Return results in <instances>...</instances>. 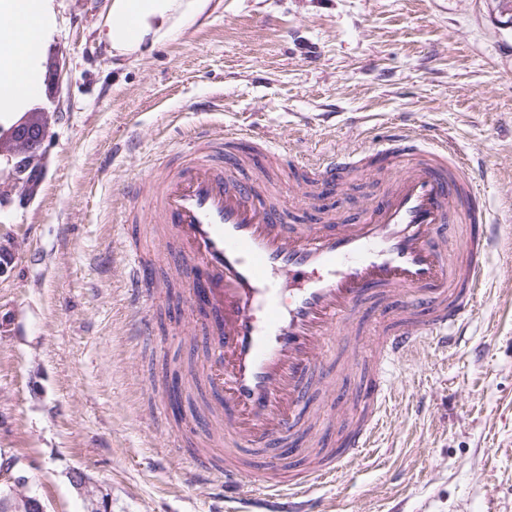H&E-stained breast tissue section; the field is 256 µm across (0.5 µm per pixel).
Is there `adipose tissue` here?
Listing matches in <instances>:
<instances>
[{
  "label": "adipose tissue",
  "instance_id": "1",
  "mask_svg": "<svg viewBox=\"0 0 512 512\" xmlns=\"http://www.w3.org/2000/svg\"><path fill=\"white\" fill-rule=\"evenodd\" d=\"M211 0H109L100 39L113 56L140 59L207 14ZM56 27L53 0H0V78L22 82L0 86V120L39 102L41 45Z\"/></svg>",
  "mask_w": 512,
  "mask_h": 512
}]
</instances>
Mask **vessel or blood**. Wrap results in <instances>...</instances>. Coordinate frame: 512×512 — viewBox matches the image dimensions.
<instances>
[{"mask_svg":"<svg viewBox=\"0 0 512 512\" xmlns=\"http://www.w3.org/2000/svg\"><path fill=\"white\" fill-rule=\"evenodd\" d=\"M238 134L201 126L171 153L166 171L148 170L131 186L144 202L134 219L158 225L178 247L126 252V286L136 335L150 327L162 291L146 290L155 267L176 264L189 284L186 307L210 349L202 378L224 422V461L190 458L225 486L250 481L244 448L284 458L308 416L309 389L323 377L331 339L376 295L406 296L405 313L384 326L360 359L374 370L341 451L320 453L297 476L265 481L264 495H305L369 447L388 400L391 368L430 341H447L478 302L485 257L497 241L478 182L447 142L426 147L396 131L373 147L389 189L355 219L305 229L287 224L244 163ZM352 166L331 154L312 164L313 191H334ZM464 225L447 240L446 227Z\"/></svg>","mask_w":512,"mask_h":512,"instance_id":"vessel-or-blood-1","label":"vessel or blood"}]
</instances>
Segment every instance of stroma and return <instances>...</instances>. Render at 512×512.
I'll list each match as a JSON object with an SVG mask.
<instances>
[{
    "mask_svg": "<svg viewBox=\"0 0 512 512\" xmlns=\"http://www.w3.org/2000/svg\"><path fill=\"white\" fill-rule=\"evenodd\" d=\"M107 0H55L43 49L51 82L27 117L46 126L40 178L0 209V463L47 512H512V18L496 0H213L209 15L141 60L98 39ZM259 133L290 156L360 154L399 128L460 151L499 226L485 288L448 345L392 371L373 446L304 498L264 504L258 483L224 487L189 466L220 456L205 390L164 412L166 371L207 351L177 307L130 334L123 243L135 207L121 189L164 169L184 130ZM290 224L347 216L388 186L366 163L336 193L268 169ZM336 343L309 395L328 418L307 443L338 446L363 373Z\"/></svg>",
    "mask_w": 512,
    "mask_h": 512,
    "instance_id": "obj_1",
    "label": "stroma"
}]
</instances>
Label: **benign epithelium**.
<instances>
[{"label": "benign epithelium", "instance_id": "obj_1", "mask_svg": "<svg viewBox=\"0 0 512 512\" xmlns=\"http://www.w3.org/2000/svg\"><path fill=\"white\" fill-rule=\"evenodd\" d=\"M47 130L41 125L31 124L26 121V116H21L11 126H0V142H9L13 149L8 153L0 151V164L11 167V182L0 191L1 196H10L15 193L24 194L28 190V179L24 177L27 169L36 168L34 164L37 148L46 138ZM9 480L7 490L0 495V509L4 512H46L40 498L27 490L28 481L25 477L12 474V468L0 469V482ZM77 486L89 502L88 512H101L98 508L100 490L98 487L80 475L76 479Z\"/></svg>", "mask_w": 512, "mask_h": 512}]
</instances>
